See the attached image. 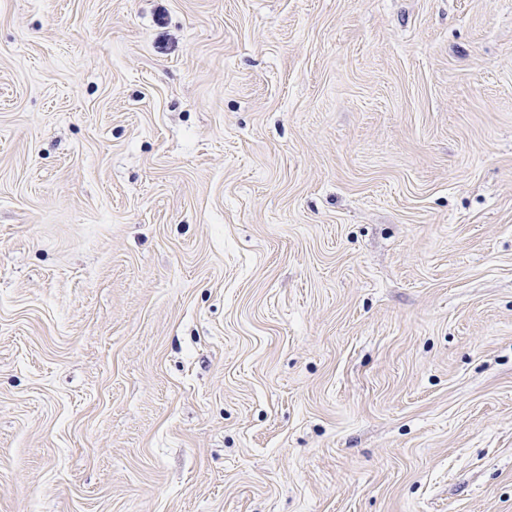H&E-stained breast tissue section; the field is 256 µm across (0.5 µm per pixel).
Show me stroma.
<instances>
[{
  "label": "stroma",
  "mask_w": 512,
  "mask_h": 512,
  "mask_svg": "<svg viewBox=\"0 0 512 512\" xmlns=\"http://www.w3.org/2000/svg\"><path fill=\"white\" fill-rule=\"evenodd\" d=\"M0 512H512V0H0Z\"/></svg>",
  "instance_id": "stroma-1"
}]
</instances>
